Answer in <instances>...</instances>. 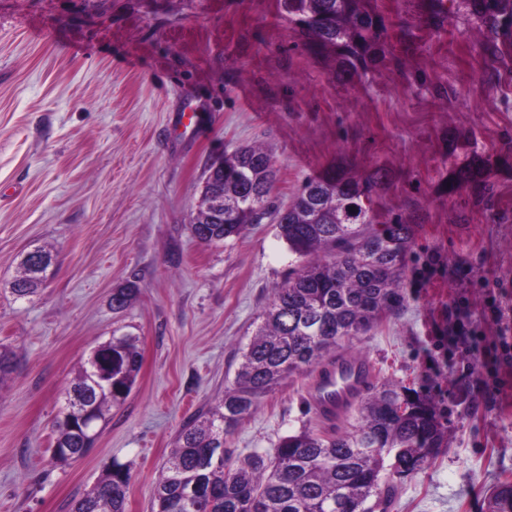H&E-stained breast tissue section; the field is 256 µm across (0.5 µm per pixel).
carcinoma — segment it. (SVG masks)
I'll return each mask as SVG.
<instances>
[{"instance_id":"1","label":"carcinoma","mask_w":512,"mask_h":512,"mask_svg":"<svg viewBox=\"0 0 512 512\" xmlns=\"http://www.w3.org/2000/svg\"><path fill=\"white\" fill-rule=\"evenodd\" d=\"M483 33L491 63L512 57V0H460ZM290 28L306 37L309 50L327 53L336 77L359 78L398 63L387 50L389 26L375 0H279ZM448 19L443 0H431L428 25ZM467 165L449 180L448 195L481 184L479 202H493L495 186ZM391 176L384 168L366 173L338 164L306 180L284 207L274 205L277 169L261 146H241L211 164L191 224L193 236L211 245L240 236L272 218L299 268L274 290L263 321L242 351L233 383L218 403L189 419L176 435L154 486L151 512H376L388 501L390 478L421 470L443 446L444 428L434 403L385 383L361 400L351 428L326 433L304 427L279 439L273 453L240 458L216 449L250 418L261 401L287 378L332 361L343 343L375 329L404 303L405 257L417 212H381L374 198ZM55 260L37 247L27 252L11 283L18 299L35 294ZM133 281L112 293V310L136 298ZM112 364L87 358L65 392L53 424V459L66 466L86 455L82 419L104 428L112 407L131 392L141 369L133 336L105 342ZM16 355L0 345V384L11 375ZM404 405L401 415L393 407ZM130 466L112 461L98 483L70 512H125ZM487 512H512V482L494 487Z\"/></svg>"}]
</instances>
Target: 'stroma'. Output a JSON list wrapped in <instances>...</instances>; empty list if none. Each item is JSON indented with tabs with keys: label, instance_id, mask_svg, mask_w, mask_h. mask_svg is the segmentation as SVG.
I'll list each match as a JSON object with an SVG mask.
<instances>
[{
	"label": "stroma",
	"instance_id": "stroma-1",
	"mask_svg": "<svg viewBox=\"0 0 512 512\" xmlns=\"http://www.w3.org/2000/svg\"><path fill=\"white\" fill-rule=\"evenodd\" d=\"M377 0L421 37L399 66L337 79L276 0H0V343L16 350L0 385V512H69L111 461L129 464L126 512H150L173 440L234 379L274 288L298 261L271 221L204 245L191 234L204 172L261 145L286 205L334 164L390 170L380 207L419 212L404 306L344 343L371 387L394 383L440 411L446 446L394 478L387 512H486L512 482V60L490 67L483 37L447 0ZM195 126L179 125L185 102ZM472 135L477 151L463 146ZM485 160L492 206L452 196L455 167ZM57 257L37 296L8 291L22 257ZM140 292L113 311L112 291ZM138 340L137 382L90 454L52 460L53 422L76 371L112 335ZM316 369L290 378L226 438L269 451L300 427L339 432L353 406L320 414Z\"/></svg>",
	"mask_w": 512,
	"mask_h": 512
}]
</instances>
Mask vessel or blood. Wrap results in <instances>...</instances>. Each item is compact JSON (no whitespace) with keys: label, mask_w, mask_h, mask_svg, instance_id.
Instances as JSON below:
<instances>
[{"label":"vessel or blood","mask_w":512,"mask_h":512,"mask_svg":"<svg viewBox=\"0 0 512 512\" xmlns=\"http://www.w3.org/2000/svg\"><path fill=\"white\" fill-rule=\"evenodd\" d=\"M369 381L365 366L349 360L337 361L318 374L312 401L320 412L333 415L362 393Z\"/></svg>","instance_id":"vessel-or-blood-1"}]
</instances>
